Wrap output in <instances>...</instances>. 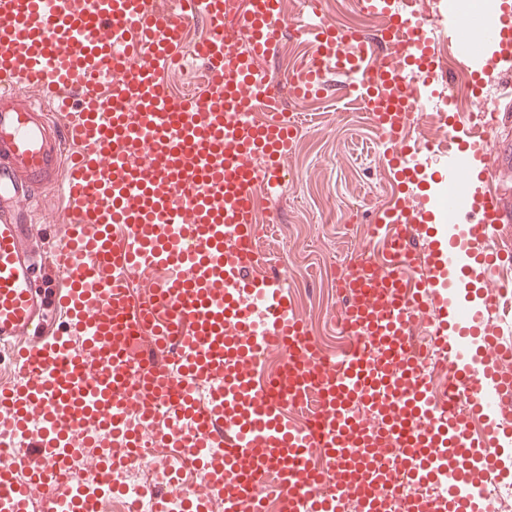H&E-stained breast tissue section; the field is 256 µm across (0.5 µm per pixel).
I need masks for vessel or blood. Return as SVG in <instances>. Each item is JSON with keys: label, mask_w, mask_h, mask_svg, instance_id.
Instances as JSON below:
<instances>
[{"label": "vessel or blood", "mask_w": 512, "mask_h": 512, "mask_svg": "<svg viewBox=\"0 0 512 512\" xmlns=\"http://www.w3.org/2000/svg\"><path fill=\"white\" fill-rule=\"evenodd\" d=\"M365 5L374 35L325 17L308 25L313 58L287 93L304 99L335 72L342 97L361 99L388 135V164L406 187L431 180L428 153L444 161L435 189L401 192L372 226L373 248L342 273L336 320L352 347L328 362L255 247L257 197L283 178L294 132L284 92L259 65L286 26L279 0H0V345L11 349L0 431L26 436L0 451V512H106L109 496L85 487L74 460L92 454L107 488L113 465L140 463L145 445L201 463L216 512H268L258 479L269 471L279 512H336L345 493L362 512H423L401 496L385 508L382 490L405 468L430 485L449 449L467 461L447 474L453 512L486 502L485 478L504 474L500 449L512 442L502 422L512 345L496 294L452 310L444 286L491 278L490 230L506 216L497 194L477 187L464 203L468 247L451 223L422 246L411 232L448 185L507 159L495 138L503 108L486 109L478 135L453 128L432 147L409 137L430 90L401 74L431 65L428 23L386 0ZM442 21L449 38L491 47L466 52L464 67L512 73V0L469 29L454 15ZM197 22L207 78L175 96L163 72ZM26 88L65 113L53 131L39 103H20ZM47 181L70 213L49 254L64 283L60 336L37 332L49 311L5 206ZM420 318L448 357L441 401L411 338ZM272 352L282 369L260 378ZM475 416L485 421L479 447Z\"/></svg>", "instance_id": "1"}]
</instances>
